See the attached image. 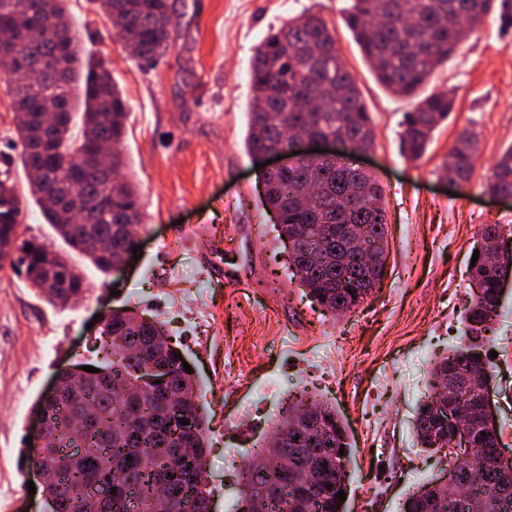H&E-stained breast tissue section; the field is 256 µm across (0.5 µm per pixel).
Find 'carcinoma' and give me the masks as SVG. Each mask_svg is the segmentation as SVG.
Segmentation results:
<instances>
[{"label":"carcinoma","mask_w":512,"mask_h":512,"mask_svg":"<svg viewBox=\"0 0 512 512\" xmlns=\"http://www.w3.org/2000/svg\"><path fill=\"white\" fill-rule=\"evenodd\" d=\"M68 0H32L33 11L16 16L9 0H0V78L8 82L20 160L28 192L46 223L72 249L101 272L134 246L142 224L138 192L121 172L127 168L123 140L127 102L109 66L83 52ZM122 37L135 45L138 58L156 63L166 52L177 17L170 0H96ZM499 11L512 22V0H350L346 23L389 91L416 96L435 66L447 61L485 16ZM41 30L23 43V59L44 86L66 85L54 104L10 81L13 48L24 32ZM67 51L66 64L52 61ZM252 98L246 149L253 158L287 145L281 132L313 135L339 144L333 158H301L287 173L260 171L261 201L280 213L273 225L288 245V268L297 284L331 314L352 310L381 281L388 238L384 189L371 173L347 164L350 154L374 146L372 121L360 91L344 66L336 41L322 18L302 15L273 30L256 47L250 70ZM454 91L418 100L406 113L403 149L417 160L434 131L448 119ZM62 112L60 123L46 128L48 108ZM102 141L112 142V178L90 160ZM475 135L463 131L449 152L455 176L468 181L474 171ZM490 193L512 194V146L497 159L485 185ZM21 196L11 168L0 170V258L25 277L35 293L51 288L69 298L89 285L64 255L45 267L48 248L19 240ZM482 240L497 252L473 266L475 290L465 314L469 328L486 326L512 279V253L501 249L498 225L482 227ZM112 358L91 361L103 372L67 385L64 397L47 409L51 447L36 456L19 454L26 471L39 460L53 468L49 512H133L139 503L149 512H209L204 488L206 436L203 403L195 376L184 369V353L163 323L138 319L132 308L107 322ZM481 346L467 339L434 364L431 394L418 409L413 431L422 447L440 451L453 434L440 422L439 389L457 387L459 402L478 427L479 451L471 463L454 461L448 486L413 489L403 512H512V471L498 469L500 426L477 408L478 391L492 373ZM190 421L180 424V419ZM277 432L280 445L255 449L242 472L238 512H348L336 497L348 491L352 448L336 408L322 401L298 403Z\"/></svg>","instance_id":"obj_1"}]
</instances>
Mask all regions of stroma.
I'll return each mask as SVG.
<instances>
[{
    "mask_svg": "<svg viewBox=\"0 0 512 512\" xmlns=\"http://www.w3.org/2000/svg\"><path fill=\"white\" fill-rule=\"evenodd\" d=\"M178 24L155 66L135 59L96 0H69L85 49L110 62L128 104L127 173L141 197V256L111 277L79 253L91 289L66 307L37 298L0 269V510L44 512L22 484L18 454L30 410L56 372L87 354L97 313L132 306L162 320L190 360L206 421L204 480L212 512H231L240 472L275 422L303 396L333 405L348 426L349 512H402L413 488L443 475L440 454L412 427L430 366L456 347L472 300L471 258L484 225L512 245V203L485 191L512 146V28L498 15L439 65L418 97L452 89L453 112L427 153L408 158L401 133L414 100L375 77L346 25L347 0H172ZM305 13L319 15L371 116L375 146L359 164L383 188L389 249L379 288L332 317L297 286L245 149L255 47ZM466 129L477 135L469 182L443 176ZM19 238L66 245L32 199ZM491 400L512 452V284L485 338Z\"/></svg>",
    "mask_w": 512,
    "mask_h": 512,
    "instance_id": "35a3bbf8",
    "label": "stroma"
}]
</instances>
